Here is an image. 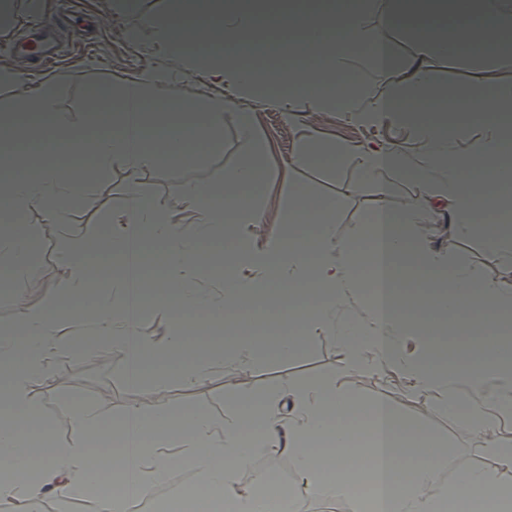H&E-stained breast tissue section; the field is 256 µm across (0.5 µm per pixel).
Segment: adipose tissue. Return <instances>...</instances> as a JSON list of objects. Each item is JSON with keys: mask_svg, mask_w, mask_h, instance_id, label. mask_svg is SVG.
I'll return each mask as SVG.
<instances>
[{"mask_svg": "<svg viewBox=\"0 0 512 512\" xmlns=\"http://www.w3.org/2000/svg\"><path fill=\"white\" fill-rule=\"evenodd\" d=\"M273 20L281 37L276 54L304 60L301 69L280 72L269 92L302 93L315 110L332 109L363 126L386 121L416 129L424 146L417 161L395 142L351 146L323 144L302 138L290 161L300 168L319 159L353 165L359 182L371 186L374 205L359 217L360 230L335 235L333 224L345 206L341 197L310 207L299 192L288 195L289 236L274 240L266 251L254 252L242 233L226 237L216 262L200 249L228 223L261 224L263 210L254 194L267 182L263 157L252 155L233 169L226 190L184 185L179 208L142 202L139 177L164 164L188 166L222 144L225 111L236 109L237 128L253 141L254 124L246 102L259 97L257 65H243L244 42L260 41V16ZM167 52L186 62L189 70L223 71L234 99L209 97L192 101L174 92L166 74L147 72L130 82L99 88L96 99L113 106L107 117L91 113L100 127L86 136L64 120L53 119L60 85L46 79L17 105L0 114V140L18 134L13 118L20 112L43 117L29 135L44 144L86 154L84 170H59L39 164L28 174L0 183V211L14 221L0 225V268L9 285L23 286L30 272L29 234L20 219L29 211L46 213L62 230V293L67 310L58 319L51 308L18 302V317L0 328V512H33L47 496L79 499L93 512H131L138 498L149 495L164 473L189 468L195 482L189 494H223L231 512H274L275 502L241 488L240 472L255 454L274 461L293 454L302 479L301 493L326 507L349 497L357 474L369 473L376 484V512H444L449 501L485 497L497 512H512V439L500 435V425L512 419V373L494 359V334L500 322L512 318V226L492 225L483 239L485 252L497 262V277L485 276L477 264L448 263L439 252H419L407 229L413 224L447 225L448 235L465 239L477 216L498 205L512 185V142L498 117L512 112V78L503 76L494 57L512 56V0H354L344 11H332L324 0H169ZM404 29L426 46L429 56L403 57L387 39ZM451 61L480 58V65L444 82L430 56ZM387 85L385 95L370 97V89ZM464 107L487 115L480 138L463 121L440 120L441 111ZM121 163L129 174L127 204L110 216L106 232L87 235L68 225L72 204L81 199L94 177ZM413 179L426 186L421 202L391 210L386 198L392 179ZM194 225L192 235L181 227ZM316 227L309 247L298 234ZM159 244L165 274H146L142 253L146 241ZM118 260L122 269L106 286L96 287L87 269L91 257ZM259 269L256 277L239 275L241 266ZM217 269L219 285H205L204 272ZM412 269L422 285L420 319L407 313L409 300L399 289V276ZM159 291L177 322L170 347L182 349L188 335L209 331V318H240L254 298L288 307L289 317L303 324L301 335L281 337L274 354L288 355L307 335H331L346 353L344 375L401 374L411 394L455 409L469 408L468 422L498 462L485 469L463 461L452 487L444 485V452L429 431L403 420L384 402L343 391L335 378L292 388L241 393L226 400L223 410L188 409L173 413L161 393L170 381L195 389L215 368L231 363L252 371L256 350L249 337H239L231 356L211 352L172 366L170 378L156 380L160 396L135 404L112 417L81 406L72 426L74 440L53 437L50 421L38 416L32 393L33 377L51 359L78 356L87 338L99 344L134 345L129 385L138 386L149 372L153 354L147 338L133 340L135 318L150 293ZM203 312V319L186 326L184 311ZM485 316V326L469 322ZM476 346V356L461 362L455 373L439 369L430 341L438 325ZM419 333L422 348L405 354L401 341ZM111 431L121 443L109 469L98 468L91 437ZM44 441L39 452L29 442ZM121 478L117 493L103 499L97 487L105 471Z\"/></svg>", "mask_w": 512, "mask_h": 512, "instance_id": "obj_1", "label": "adipose tissue"}]
</instances>
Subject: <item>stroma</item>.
<instances>
[{"label": "stroma", "mask_w": 512, "mask_h": 512, "mask_svg": "<svg viewBox=\"0 0 512 512\" xmlns=\"http://www.w3.org/2000/svg\"><path fill=\"white\" fill-rule=\"evenodd\" d=\"M71 2L74 17L83 22L80 32L63 26L58 33L65 42V53L47 71H40L35 57H18L11 50V41L30 19L28 0H10L11 19L0 24V66H20L29 82L42 75L57 77L61 83L58 113L71 121L80 120L87 111L88 91L94 86H116L138 77L142 72L159 70L167 73L170 84L186 98L226 96L231 89L222 80L205 73L188 71L184 62L162 48L158 23L167 16V0H142V12L148 16L143 26L142 42L131 45L126 39L129 19L116 16L110 0H40V15L59 13L64 2ZM254 115L255 141L243 142L237 131L232 112L224 114L223 144L220 151L206 154L198 163L186 167H159L141 176V194L145 202L162 203L176 208L180 205L183 183H223L226 173L250 156L255 146H262L268 161V184L258 198L265 214L261 224L246 225L256 251H264L281 234L280 220L288 206L291 185L302 187L315 200L341 196L345 207L336 216V233L350 234L356 228L359 215L373 203L370 188L358 186L352 166L336 170L326 163L289 170L290 157L303 135H312L325 143L363 145L374 140L400 142L411 156H419L421 146L410 126H359L338 112L312 111L307 98H287L279 95L251 105ZM128 173L116 163L100 174L93 189L71 210V221L88 234L103 232L110 215L125 204ZM25 222L33 232L31 240L32 274L27 293L32 302L55 306L61 290V249L59 233L48 224L41 212H30ZM412 238L429 249H438L453 258L478 262L488 276H496L494 260L482 248L481 235L465 242L449 240L447 235L429 236L423 227L410 228ZM345 352L336 340L314 337L285 358L261 360L254 370L239 374L230 366L215 370L209 381L195 389H183L170 383L164 400L174 409H220L226 398L238 393L261 392L276 386H297L330 375H340ZM125 355L121 350L100 347L95 356L62 355L46 365L33 382V391L43 418L54 424L56 436L63 441L73 439L71 417L77 403L99 408L116 416L131 405L154 399L153 381L130 387L124 378ZM345 389L368 399H380L389 404L404 420L426 428L445 445L447 481H454L456 465L465 459L478 467L492 469L496 460L480 448L463 417L439 408L428 399L411 395L401 378H380L367 375L343 377Z\"/></svg>", "instance_id": "stroma-1"}]
</instances>
